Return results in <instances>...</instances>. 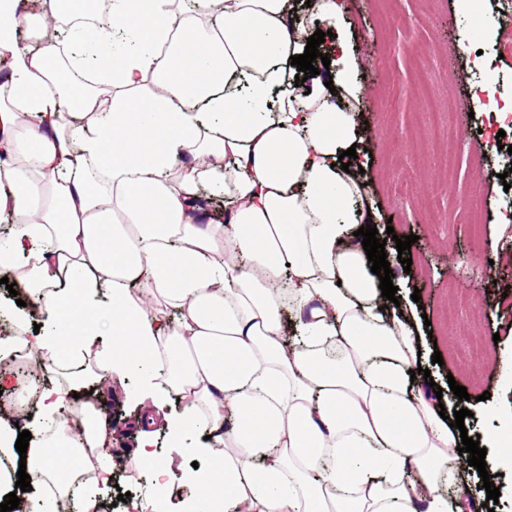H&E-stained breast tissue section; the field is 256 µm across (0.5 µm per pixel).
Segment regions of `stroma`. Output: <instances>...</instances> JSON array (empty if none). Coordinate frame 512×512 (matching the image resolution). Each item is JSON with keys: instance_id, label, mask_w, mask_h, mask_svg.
<instances>
[{"instance_id": "1", "label": "stroma", "mask_w": 512, "mask_h": 512, "mask_svg": "<svg viewBox=\"0 0 512 512\" xmlns=\"http://www.w3.org/2000/svg\"><path fill=\"white\" fill-rule=\"evenodd\" d=\"M507 0H347L342 19L320 21L356 49L351 106L359 126L364 181L362 202L394 262L397 297L419 325L423 364L449 409L471 411L472 435L497 430L512 414V189L499 178L503 162L497 145L512 144V125L489 126L474 97L486 83L512 88V50L503 48ZM414 185L405 198L392 195L396 180ZM483 202L487 222L475 242L460 213L472 197ZM415 236L412 265L397 262L396 237ZM421 302H414L413 293ZM477 293L473 309L458 306L462 294ZM485 344L479 372L460 358L472 334ZM441 363H433V352ZM466 387L458 401L450 382ZM114 435V484L102 496L106 512H123L119 493L144 496L151 484L128 451L139 409L115 391L100 396Z\"/></svg>"}]
</instances>
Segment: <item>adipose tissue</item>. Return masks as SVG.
<instances>
[{"mask_svg": "<svg viewBox=\"0 0 512 512\" xmlns=\"http://www.w3.org/2000/svg\"><path fill=\"white\" fill-rule=\"evenodd\" d=\"M86 4L0 0V278L18 291L0 303V391L32 414L20 429L0 415V487L23 468L34 490L18 512H103L69 472L106 485L114 467L104 422L71 430L55 384L19 392L22 353L48 375L91 357L98 386L136 379L154 507L473 512L460 431L353 234L367 187L337 165L356 126L331 94L350 68L291 85L307 45L292 0H111V29L85 28L75 54L93 69L86 44L112 43V79L79 89L46 24ZM206 187L224 223L205 222Z\"/></svg>", "mask_w": 512, "mask_h": 512, "instance_id": "obj_1", "label": "adipose tissue"}]
</instances>
